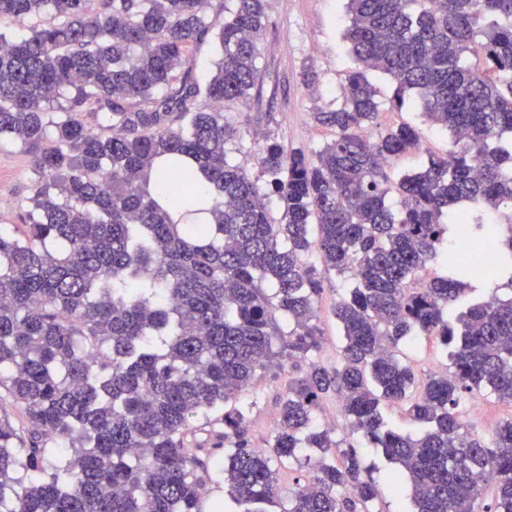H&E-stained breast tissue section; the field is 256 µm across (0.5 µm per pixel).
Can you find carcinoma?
Masks as SVG:
<instances>
[{
	"label": "carcinoma",
	"instance_id": "cac0c4a2",
	"mask_svg": "<svg viewBox=\"0 0 512 512\" xmlns=\"http://www.w3.org/2000/svg\"><path fill=\"white\" fill-rule=\"evenodd\" d=\"M234 2L217 27L212 0H0V139L34 175L27 224L0 227V412L19 416L0 417V512H200L217 448L236 512H376L350 436L396 465L410 512H512V418L484 437L460 411L481 389L512 405V0H346L355 69L312 113L332 139L269 143L255 174L224 108L256 101L268 0ZM369 72L446 154L390 175L419 132L378 122ZM445 242L448 274L426 275ZM331 273L351 286L327 366ZM475 275L509 295L460 306ZM415 336L450 349L422 381L401 359ZM274 364L292 377L259 451L241 393ZM330 394L341 439L315 419ZM285 463L302 477L283 499ZM323 283L324 290L316 302L317 323L322 331L321 359L324 363L336 364L344 339L336 322L334 307L345 293L347 282L334 275H328Z\"/></svg>",
	"mask_w": 512,
	"mask_h": 512
}]
</instances>
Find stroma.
<instances>
[{
	"instance_id": "1",
	"label": "stroma",
	"mask_w": 512,
	"mask_h": 512,
	"mask_svg": "<svg viewBox=\"0 0 512 512\" xmlns=\"http://www.w3.org/2000/svg\"><path fill=\"white\" fill-rule=\"evenodd\" d=\"M344 0H269L268 23L259 67L263 76L261 99L267 117L261 123L248 121L247 109L229 107L227 119L240 126L242 141L239 163L255 170L259 149L270 142L304 146L318 150L331 139L330 130L316 125L313 112L329 107L338 95L350 62L345 54ZM314 80L305 81L306 72ZM380 123L402 121L418 124L421 141L418 149L397 159L394 170L416 169L429 155L448 149L447 134L438 132L410 107L394 108V86L388 78L377 76ZM33 193L30 159L8 140L0 141V225L22 223ZM344 279L329 276L316 302L317 322L322 331L323 362L335 363L344 343L336 322L334 307L344 293ZM288 385V371L281 368L258 374L242 393L256 406L247 422V435L253 447L268 448L277 422V400ZM378 488V512H407V500L395 496L387 474L393 465L381 449L359 451Z\"/></svg>"
}]
</instances>
